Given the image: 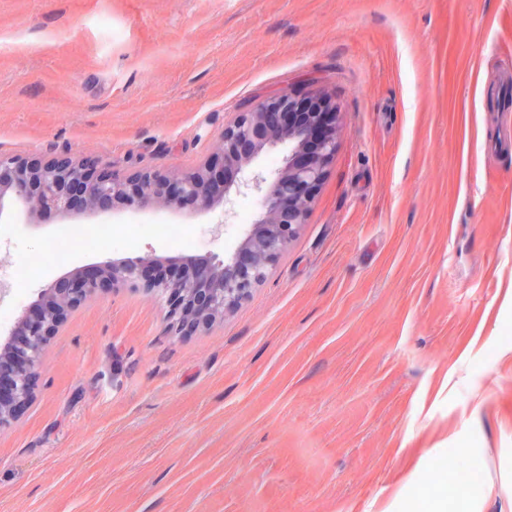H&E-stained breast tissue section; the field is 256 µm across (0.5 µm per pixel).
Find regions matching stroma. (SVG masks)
<instances>
[{
	"instance_id": "stroma-1",
	"label": "stroma",
	"mask_w": 512,
	"mask_h": 512,
	"mask_svg": "<svg viewBox=\"0 0 512 512\" xmlns=\"http://www.w3.org/2000/svg\"><path fill=\"white\" fill-rule=\"evenodd\" d=\"M283 91L337 109L296 237L191 336L141 290L71 311L0 430V512H512V0H0L2 157L192 172ZM237 213L0 229L41 253L128 232L24 271L35 302L80 265L187 255L155 224L224 257Z\"/></svg>"
}]
</instances>
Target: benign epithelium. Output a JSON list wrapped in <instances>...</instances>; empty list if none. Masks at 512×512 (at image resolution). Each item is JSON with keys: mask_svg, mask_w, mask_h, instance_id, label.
I'll return each instance as SVG.
<instances>
[{"mask_svg": "<svg viewBox=\"0 0 512 512\" xmlns=\"http://www.w3.org/2000/svg\"><path fill=\"white\" fill-rule=\"evenodd\" d=\"M297 106L284 92L239 113L224 127L216 151L192 173L146 171L119 179L95 163L75 162L69 153L46 163L0 157V221L16 211L63 216L109 214L118 207L175 212L186 202L207 212L248 191L261 199L256 224L220 262L211 256L176 257L168 266L179 274L162 277L156 274L157 258L127 256L51 281L41 291L50 305L26 310L0 340V429L34 401L46 347L74 308L118 286L162 292L177 332L191 335L224 316L265 277L304 223L326 163L336 153V113L301 112L295 122L284 124L283 114ZM283 143L288 155L272 178L250 169L263 150Z\"/></svg>", "mask_w": 512, "mask_h": 512, "instance_id": "obj_1", "label": "benign epithelium"}]
</instances>
